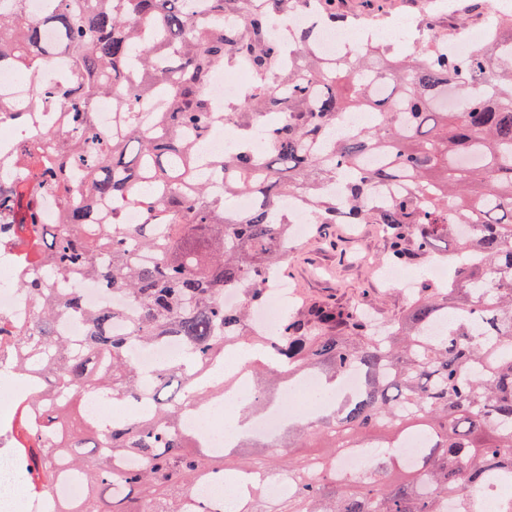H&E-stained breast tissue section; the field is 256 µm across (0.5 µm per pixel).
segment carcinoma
Here are the masks:
<instances>
[{"mask_svg": "<svg viewBox=\"0 0 512 512\" xmlns=\"http://www.w3.org/2000/svg\"><path fill=\"white\" fill-rule=\"evenodd\" d=\"M48 2L34 21L21 0L0 8V66H42L46 29L69 57L60 84L36 93L39 104L66 108L67 129L33 132L35 144L56 142L55 158L30 150L27 172L35 186L78 198L66 223L39 228L32 196L20 190L8 201L22 214L13 244L25 266H40L20 283L36 301L31 322L0 346L21 372L36 357L45 382L10 426L29 492L48 494L66 469L84 495L58 512H104L102 502L110 512H225L219 501L191 504L208 481L244 485L232 512H484L477 490L512 481V68L492 66L494 56L512 61V13L488 14L487 40L466 63L431 39L407 55L372 41L336 63L313 37L344 20L336 0H321L311 28L288 42L274 27L306 0H203L201 17L195 0ZM240 60L267 82L217 112L205 92L211 72ZM106 95L123 109L110 140L90 112ZM148 100L152 127L137 118ZM352 112L379 118L343 133ZM261 116L256 152L249 138ZM221 119L238 145L204 163L192 142ZM294 194L318 224L380 225L392 263L453 241L451 280L423 278L405 313L380 325L354 310L290 307L275 334L254 333L268 273L283 275L288 257V221L273 213ZM239 195L255 200L250 212L231 206ZM101 201L135 206L145 222L97 224ZM46 269L110 285L127 306L84 311L75 348L55 325L78 309L79 290L58 293ZM230 289L234 309L224 307ZM171 340L183 359L160 364L148 394L129 348ZM244 343L265 357L252 410L308 370L327 382L357 372L361 389L314 420L297 417L276 442L246 434L213 455L179 432L180 406L190 391L211 396L216 387L199 375ZM87 395L153 407L112 421L84 413L79 432L71 404ZM309 434L321 453L283 458ZM413 437L424 450L409 464L400 448ZM358 450L370 465L349 477L337 460ZM254 472L288 478V496H268L250 482Z\"/></svg>", "mask_w": 512, "mask_h": 512, "instance_id": "obj_1", "label": "carcinoma"}]
</instances>
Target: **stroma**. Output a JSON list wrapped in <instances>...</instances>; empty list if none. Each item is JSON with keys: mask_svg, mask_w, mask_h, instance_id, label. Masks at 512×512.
Returning a JSON list of instances; mask_svg holds the SVG:
<instances>
[{"mask_svg": "<svg viewBox=\"0 0 512 512\" xmlns=\"http://www.w3.org/2000/svg\"><path fill=\"white\" fill-rule=\"evenodd\" d=\"M336 10L413 19V26L400 34L404 52L421 41L422 29L445 31L461 21L473 29L485 24L484 16L470 12L460 17L439 15L428 0H336ZM387 251L388 241L376 224H325L319 230H307L288 243V287L306 306L350 309L365 303L381 318L401 315L408 307L407 292L386 284L377 271Z\"/></svg>", "mask_w": 512, "mask_h": 512, "instance_id": "1", "label": "stroma"}]
</instances>
